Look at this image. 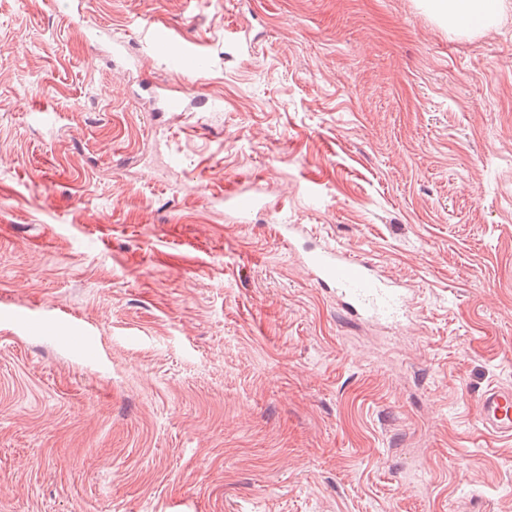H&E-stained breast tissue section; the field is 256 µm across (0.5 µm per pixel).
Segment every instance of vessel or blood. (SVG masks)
Segmentation results:
<instances>
[{
  "mask_svg": "<svg viewBox=\"0 0 512 512\" xmlns=\"http://www.w3.org/2000/svg\"><path fill=\"white\" fill-rule=\"evenodd\" d=\"M151 47L161 56H173L177 67L193 66L189 49L173 53V35L164 28L150 27ZM313 280L336 295L343 311L354 319L400 321L409 311L408 291L378 272L361 256L331 246L311 248L305 255ZM479 422L482 428L502 438H512V387L492 386L480 396Z\"/></svg>",
  "mask_w": 512,
  "mask_h": 512,
  "instance_id": "vessel-or-blood-1",
  "label": "vessel or blood"
}]
</instances>
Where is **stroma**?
Returning <instances> with one entry per match:
<instances>
[{"label":"stroma","mask_w":512,"mask_h":512,"mask_svg":"<svg viewBox=\"0 0 512 512\" xmlns=\"http://www.w3.org/2000/svg\"><path fill=\"white\" fill-rule=\"evenodd\" d=\"M506 4L0 0V512H512L478 420L512 385ZM323 244L414 321L351 323ZM429 8L457 32L482 30L502 15L504 0H427ZM306 266L313 280L336 294L343 311L354 319L398 322L408 316V288L378 272L359 255L331 246L310 248Z\"/></svg>","instance_id":"stroma-1"}]
</instances>
